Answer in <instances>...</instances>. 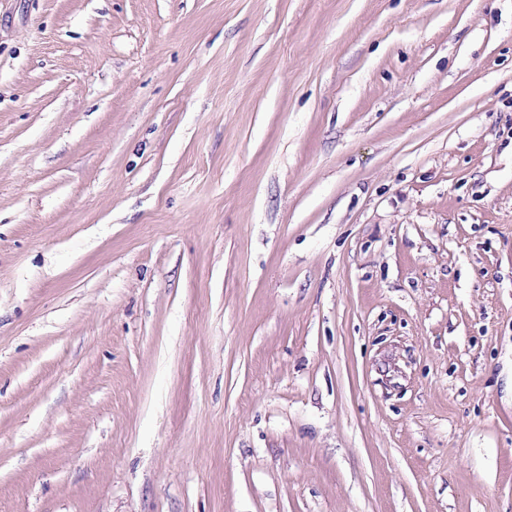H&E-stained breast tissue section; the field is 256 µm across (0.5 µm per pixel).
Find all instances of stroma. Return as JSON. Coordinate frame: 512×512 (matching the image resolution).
<instances>
[{
  "label": "stroma",
  "mask_w": 512,
  "mask_h": 512,
  "mask_svg": "<svg viewBox=\"0 0 512 512\" xmlns=\"http://www.w3.org/2000/svg\"><path fill=\"white\" fill-rule=\"evenodd\" d=\"M0 512H512V0H0Z\"/></svg>",
  "instance_id": "35a3bbf8"
}]
</instances>
